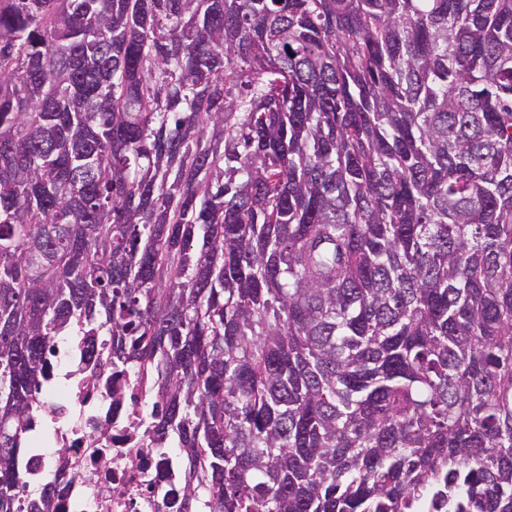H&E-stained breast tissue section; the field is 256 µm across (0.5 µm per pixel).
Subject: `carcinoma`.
Instances as JSON below:
<instances>
[{
    "label": "carcinoma",
    "instance_id": "obj_1",
    "mask_svg": "<svg viewBox=\"0 0 512 512\" xmlns=\"http://www.w3.org/2000/svg\"><path fill=\"white\" fill-rule=\"evenodd\" d=\"M75 331L184 512H512V0H0V512Z\"/></svg>",
    "mask_w": 512,
    "mask_h": 512
}]
</instances>
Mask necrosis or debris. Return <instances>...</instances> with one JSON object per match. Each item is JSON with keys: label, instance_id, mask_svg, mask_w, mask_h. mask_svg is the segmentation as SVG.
<instances>
[{"label": "necrosis or debris", "instance_id": "4bbe7bcc", "mask_svg": "<svg viewBox=\"0 0 512 512\" xmlns=\"http://www.w3.org/2000/svg\"><path fill=\"white\" fill-rule=\"evenodd\" d=\"M99 353L88 342L79 343L66 384L43 388L52 437L40 439L41 422L30 427L25 460L29 480L57 479L59 463L44 451L49 444L65 449L77 473L46 512H179L182 483L171 453L157 447L148 433L150 402L137 385L136 372L123 374L125 387L119 393H112L107 382L92 387L86 368ZM105 422L112 425L110 438L91 448Z\"/></svg>", "mask_w": 512, "mask_h": 512}]
</instances>
